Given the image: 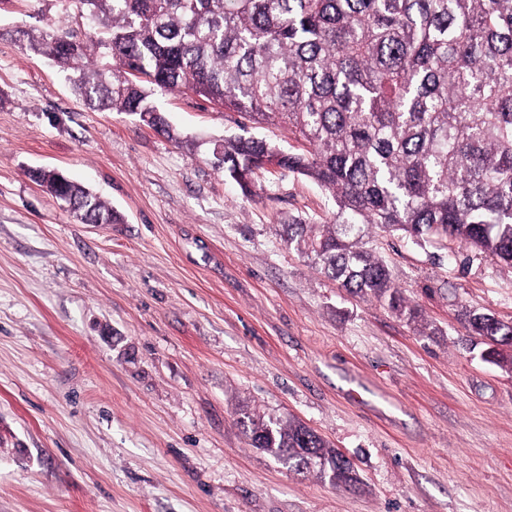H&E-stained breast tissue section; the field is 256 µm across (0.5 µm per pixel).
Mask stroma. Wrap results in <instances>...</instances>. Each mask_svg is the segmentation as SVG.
Here are the masks:
<instances>
[{
	"label": "stroma",
	"instance_id": "1",
	"mask_svg": "<svg viewBox=\"0 0 512 512\" xmlns=\"http://www.w3.org/2000/svg\"><path fill=\"white\" fill-rule=\"evenodd\" d=\"M52 25L89 30L73 0H0V512H512V364L460 321H512V265L376 229L420 318L348 295L280 237L332 195L273 168L245 195L216 158L287 132L184 89L160 99L172 140L91 110L13 37ZM34 168L121 223H80ZM243 407L303 421L361 488L252 447Z\"/></svg>",
	"mask_w": 512,
	"mask_h": 512
}]
</instances>
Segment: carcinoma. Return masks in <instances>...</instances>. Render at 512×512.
<instances>
[{"label": "carcinoma", "instance_id": "obj_1", "mask_svg": "<svg viewBox=\"0 0 512 512\" xmlns=\"http://www.w3.org/2000/svg\"><path fill=\"white\" fill-rule=\"evenodd\" d=\"M93 34L19 30L94 111L126 112L175 138L154 96L188 89L301 147L224 139V175L246 195L258 170L307 176L334 197L327 223L284 241L350 293L410 320L369 231L456 240L512 264V0H75ZM109 66L88 67V51ZM85 224L117 216L59 170L34 169ZM473 338L512 348V321L463 312ZM250 444L299 473L361 483L354 463L305 424L241 410Z\"/></svg>", "mask_w": 512, "mask_h": 512}]
</instances>
